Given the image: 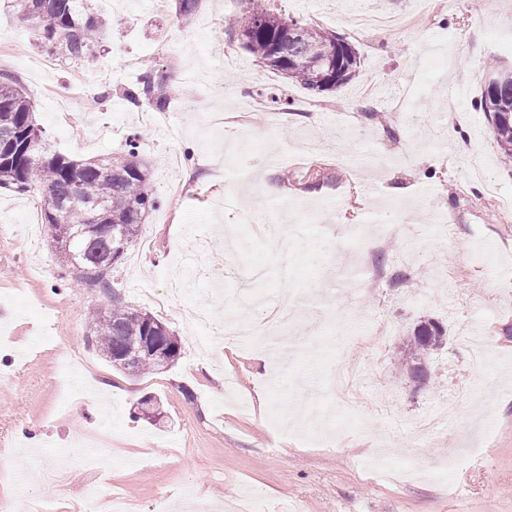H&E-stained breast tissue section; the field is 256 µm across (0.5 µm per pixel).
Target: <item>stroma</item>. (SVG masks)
Instances as JSON below:
<instances>
[{
  "label": "stroma",
  "instance_id": "35a3bbf8",
  "mask_svg": "<svg viewBox=\"0 0 512 512\" xmlns=\"http://www.w3.org/2000/svg\"><path fill=\"white\" fill-rule=\"evenodd\" d=\"M265 2L345 36L355 78L317 93L261 64L224 25L252 0H201L188 25L176 0L161 12L112 0L102 43L75 63L0 9V73L24 86L52 151L88 160L138 138L159 202L104 290L61 278L39 194L0 189V449L31 450L20 467L0 456L7 512H84L93 487L100 512L114 495L140 512L162 501L230 508L245 495L259 512H512V220L487 192L512 197V170L474 106L488 59L512 69V0ZM149 60L171 77L161 112L125 97ZM410 83L411 108L393 111L389 88ZM261 89L282 99L268 124L250 110ZM452 108L454 143L435 136ZM281 203L287 271L259 222ZM429 210L453 218V232L428 223ZM338 224L397 231L370 255L325 249ZM367 263L382 280L350 287ZM217 274L225 295L263 299L223 304L224 317L253 328L275 308L297 311L279 344L192 323L215 306ZM116 296L178 337L167 371L130 376L88 343L93 314ZM427 319L447 340L426 355L422 384L401 352ZM465 334L488 347L482 374ZM339 360L368 385L354 408L321 400L324 429L294 403ZM150 395L157 425L136 416ZM449 401L443 423L414 432Z\"/></svg>",
  "mask_w": 512,
  "mask_h": 512
}]
</instances>
